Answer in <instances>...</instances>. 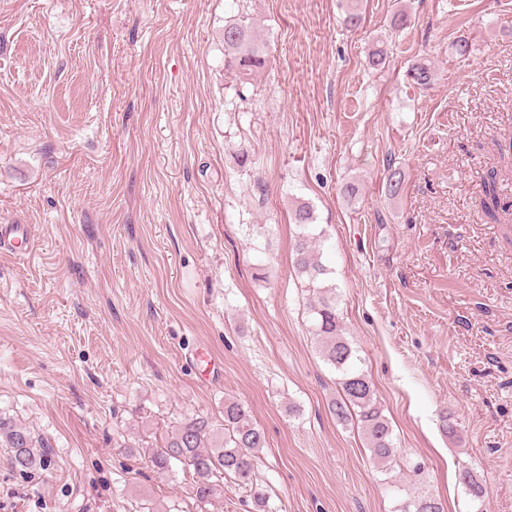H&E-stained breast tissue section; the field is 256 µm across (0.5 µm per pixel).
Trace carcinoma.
Segmentation results:
<instances>
[{
	"instance_id": "obj_1",
	"label": "carcinoma",
	"mask_w": 512,
	"mask_h": 512,
	"mask_svg": "<svg viewBox=\"0 0 512 512\" xmlns=\"http://www.w3.org/2000/svg\"><path fill=\"white\" fill-rule=\"evenodd\" d=\"M266 65L264 44L253 33L252 23L241 17L224 24V66L235 77L246 83ZM406 76L415 86L428 87L434 78V66L422 59L411 66ZM404 182L398 169L389 168L384 176L385 193L399 196ZM482 206L486 216L497 220L501 208L495 174L484 181ZM294 223L301 232L295 239V265L314 299L309 311L319 339L324 360L339 372L340 398L328 404L329 412L340 422L357 418L374 461L385 467L395 457L396 447L392 430L382 409L377 404L373 383L355 367L353 350L343 337V328L336 308V299L324 285L326 266L315 254L314 237L309 232L313 212L301 204L293 214ZM264 432L250 419L247 409L238 401H224V427L217 428L205 417L184 419L176 429L162 438L153 449L150 462L160 474H166L180 465L193 477L192 491L200 502L217 495L215 478L224 476L250 488L255 512H269V496L257 482L258 449L264 447ZM0 447L10 449L9 464L27 474L48 466L45 447L36 442L31 433L0 418ZM461 480L469 494L483 497V487L474 472L461 473ZM400 512H445L442 502L432 496L418 495L403 502Z\"/></svg>"
}]
</instances>
